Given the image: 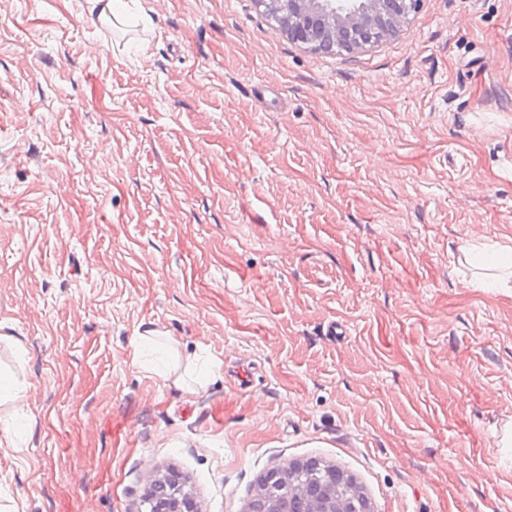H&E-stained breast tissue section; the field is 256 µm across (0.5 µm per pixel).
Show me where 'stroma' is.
<instances>
[{"label": "stroma", "mask_w": 512, "mask_h": 512, "mask_svg": "<svg viewBox=\"0 0 512 512\" xmlns=\"http://www.w3.org/2000/svg\"><path fill=\"white\" fill-rule=\"evenodd\" d=\"M140 3L0 0V512H138L170 472L244 512L310 458L373 512H512V291L464 255L512 245V0L351 52ZM124 0H87L89 10L91 13H97L99 19H109V15H112L114 22L122 23L121 12L123 8ZM112 22V26H115Z\"/></svg>", "instance_id": "stroma-1"}]
</instances>
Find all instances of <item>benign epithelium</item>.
Segmentation results:
<instances>
[{"label":"benign epithelium","instance_id":"obj_1","mask_svg":"<svg viewBox=\"0 0 512 512\" xmlns=\"http://www.w3.org/2000/svg\"><path fill=\"white\" fill-rule=\"evenodd\" d=\"M422 0H256L294 43L314 51H352L395 34ZM152 512H200L179 479L153 480ZM247 512H371L366 497L336 468L307 472L297 463L263 477Z\"/></svg>","mask_w":512,"mask_h":512}]
</instances>
